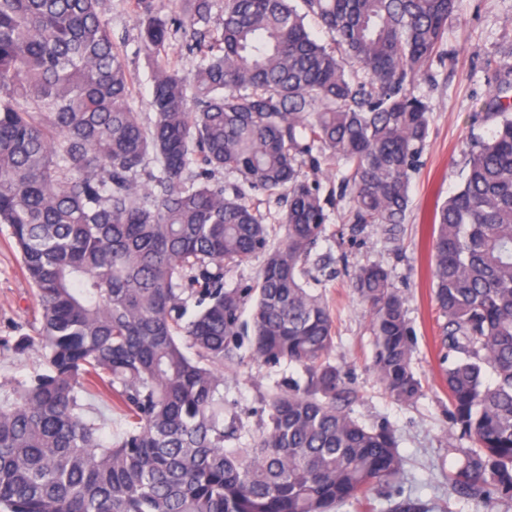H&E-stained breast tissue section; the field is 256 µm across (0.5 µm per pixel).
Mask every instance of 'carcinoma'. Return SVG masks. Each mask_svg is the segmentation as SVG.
<instances>
[{"instance_id":"1","label":"carcinoma","mask_w":512,"mask_h":512,"mask_svg":"<svg viewBox=\"0 0 512 512\" xmlns=\"http://www.w3.org/2000/svg\"><path fill=\"white\" fill-rule=\"evenodd\" d=\"M212 2L133 0L153 61L146 125L104 0H0V224L40 304L36 335L3 346L44 363L0 401V512H334L401 473L394 435L338 404L312 252L334 167L352 223L397 239L429 137L414 81L446 55L458 0H224L216 29ZM179 33L189 72L163 62ZM481 118L491 129L435 208L431 246L449 414L475 447L448 485L477 510L512 500V66ZM259 195L280 207L278 244ZM259 256L256 286L224 287V268ZM351 286L380 383L414 402L406 299L378 263ZM245 336L304 377L227 448L224 369ZM91 396L124 430L103 436Z\"/></svg>"}]
</instances>
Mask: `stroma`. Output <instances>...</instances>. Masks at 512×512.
Listing matches in <instances>:
<instances>
[{
  "label": "stroma",
  "mask_w": 512,
  "mask_h": 512,
  "mask_svg": "<svg viewBox=\"0 0 512 512\" xmlns=\"http://www.w3.org/2000/svg\"><path fill=\"white\" fill-rule=\"evenodd\" d=\"M106 5L113 41L134 78L129 104L143 122H150L151 64L140 48L132 0H106ZM447 50L445 63L433 64L429 74L414 83L432 112L399 242H389L380 225L352 224L344 200L335 206L328 238L317 248L326 261L318 273L319 287L334 321L331 360L347 383L340 403L363 423L391 430L404 459L402 477L375 485L369 506L346 504L339 512H469L448 488L449 472L472 442L452 426L448 415L444 365L435 342L429 215L435 203L459 187L470 145L488 132V123L476 114L483 109L497 67L512 64V0H460L457 16L448 23ZM371 262L389 270L393 288L407 299L415 332L413 369L422 385L421 397L411 404L390 398L373 368L371 318L350 286L354 270ZM37 317L36 291L22 272L8 227L0 224V339L34 335ZM41 371L37 349L22 354L0 349V392L12 393ZM299 375L296 367H272L249 358L225 369L226 415L240 417L246 430L258 432L266 416V393L275 383Z\"/></svg>",
  "instance_id": "stroma-1"
}]
</instances>
